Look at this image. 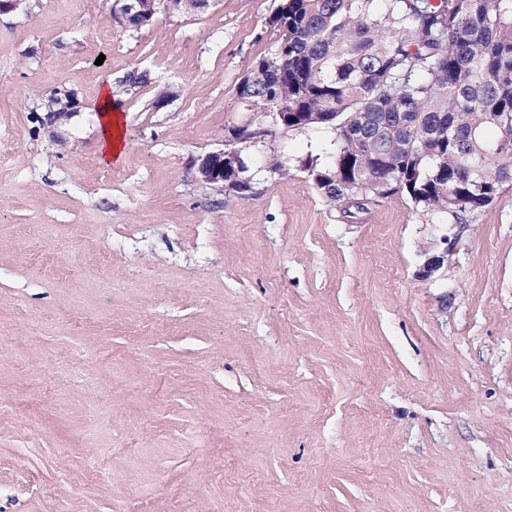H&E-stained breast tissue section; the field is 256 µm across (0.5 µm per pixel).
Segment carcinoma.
<instances>
[{
    "instance_id": "cac0c4a2",
    "label": "carcinoma",
    "mask_w": 512,
    "mask_h": 512,
    "mask_svg": "<svg viewBox=\"0 0 512 512\" xmlns=\"http://www.w3.org/2000/svg\"><path fill=\"white\" fill-rule=\"evenodd\" d=\"M236 93L261 119L334 134L304 163L331 204L405 195L436 215L512 186V0H280Z\"/></svg>"
}]
</instances>
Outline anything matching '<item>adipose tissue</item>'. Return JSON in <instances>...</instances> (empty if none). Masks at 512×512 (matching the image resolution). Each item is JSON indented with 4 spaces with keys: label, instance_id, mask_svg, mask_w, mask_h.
<instances>
[{
    "label": "adipose tissue",
    "instance_id": "1",
    "mask_svg": "<svg viewBox=\"0 0 512 512\" xmlns=\"http://www.w3.org/2000/svg\"><path fill=\"white\" fill-rule=\"evenodd\" d=\"M96 114V154L102 165L120 162L126 151V123L117 101L112 96V81L104 79L93 105Z\"/></svg>",
    "mask_w": 512,
    "mask_h": 512
}]
</instances>
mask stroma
I'll return each mask as SVG.
<instances>
[{
	"label": "stroma",
	"instance_id": "1",
	"mask_svg": "<svg viewBox=\"0 0 512 512\" xmlns=\"http://www.w3.org/2000/svg\"><path fill=\"white\" fill-rule=\"evenodd\" d=\"M278 4L0 13V512H512V188L442 216L424 282L429 217L398 194L345 216L301 169L326 131L247 146L252 192L198 181ZM141 1L143 0H119L123 2L121 10L116 13V18L126 28H140L146 25L149 20L161 9L165 11L178 10L179 0H147L151 2V13L144 15L143 9H141ZM208 0H180L179 10L185 13H195L204 10V4ZM146 16V18H144ZM96 112V154L104 166H112L123 158L126 151V122L117 101L112 97V79L103 81L97 100L93 105ZM440 242L446 244L443 251L439 253H431L427 255L425 261L419 266L417 276L422 280H429L433 278L447 261L448 255V236L443 235L440 237Z\"/></svg>",
	"mask_w": 512,
	"mask_h": 512
}]
</instances>
